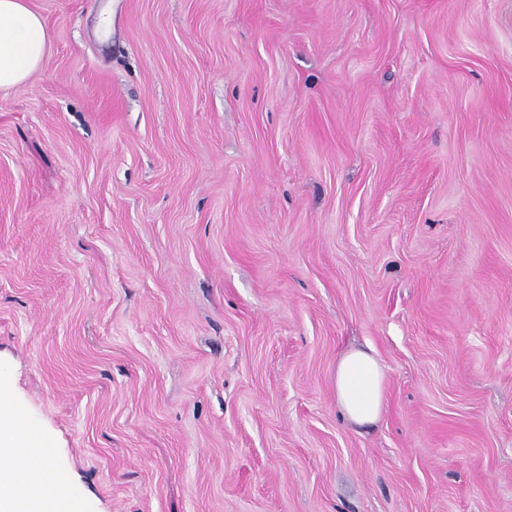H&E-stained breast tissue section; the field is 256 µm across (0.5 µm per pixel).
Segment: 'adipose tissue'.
<instances>
[{
  "mask_svg": "<svg viewBox=\"0 0 512 512\" xmlns=\"http://www.w3.org/2000/svg\"><path fill=\"white\" fill-rule=\"evenodd\" d=\"M50 33L31 0H0V91L27 81L48 53ZM336 405L352 425L380 421L384 411L385 373L371 352L351 349L336 363ZM0 446L13 449V460L0 459V512H78L68 497L45 499L42 485L56 480L46 444L21 438L12 405L0 396Z\"/></svg>",
  "mask_w": 512,
  "mask_h": 512,
  "instance_id": "adipose-tissue-1",
  "label": "adipose tissue"
}]
</instances>
